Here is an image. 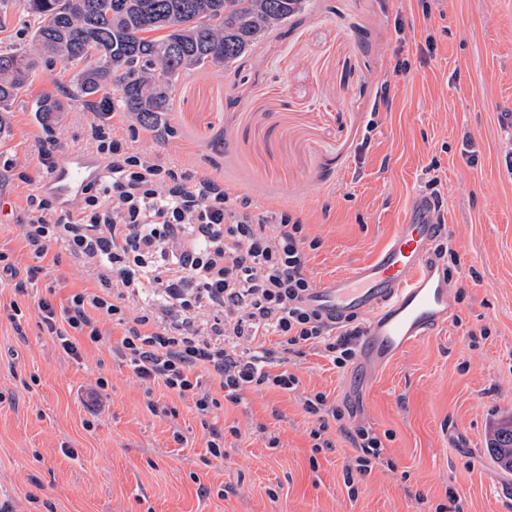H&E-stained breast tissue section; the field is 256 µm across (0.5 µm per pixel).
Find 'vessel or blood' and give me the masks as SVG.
<instances>
[{
	"label": "vessel or blood",
	"instance_id": "b4317fda",
	"mask_svg": "<svg viewBox=\"0 0 512 512\" xmlns=\"http://www.w3.org/2000/svg\"><path fill=\"white\" fill-rule=\"evenodd\" d=\"M100 175L96 156L74 150L48 171L40 190L65 210ZM447 236L433 207L415 195L402 224L369 261L311 291L309 305L327 320L339 322L350 315L364 320L358 380L376 375L453 323L455 288L436 252Z\"/></svg>",
	"mask_w": 512,
	"mask_h": 512
}]
</instances>
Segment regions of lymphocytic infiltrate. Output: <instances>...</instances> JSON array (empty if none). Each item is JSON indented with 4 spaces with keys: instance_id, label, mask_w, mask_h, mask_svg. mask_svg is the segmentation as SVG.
<instances>
[{
    "instance_id": "1",
    "label": "lymphocytic infiltrate",
    "mask_w": 512,
    "mask_h": 512,
    "mask_svg": "<svg viewBox=\"0 0 512 512\" xmlns=\"http://www.w3.org/2000/svg\"><path fill=\"white\" fill-rule=\"evenodd\" d=\"M145 132L161 142L170 136L144 119L127 123L120 112L87 121L85 144L103 163L101 177L65 212L47 195H28L21 236L34 263L21 270L0 252V277L27 294L47 274L52 246L63 248L97 285L70 293L60 306L40 298L41 326L76 360L81 342L101 343L109 326L120 327L116 357L142 384L191 401L209 431L208 451L220 460L225 404L240 403L258 386L297 391L301 380L288 360L315 349L345 370L364 328L355 317L332 324L307 305L314 281L300 218L256 212L223 176L138 149ZM204 373L217 393L202 391ZM302 406L316 422L314 451L333 449L324 437L332 426L352 448L347 487L384 467L381 439L354 425L346 406L322 391L303 395Z\"/></svg>"
}]
</instances>
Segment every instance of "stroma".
<instances>
[{
    "instance_id": "obj_1",
    "label": "stroma",
    "mask_w": 512,
    "mask_h": 512,
    "mask_svg": "<svg viewBox=\"0 0 512 512\" xmlns=\"http://www.w3.org/2000/svg\"><path fill=\"white\" fill-rule=\"evenodd\" d=\"M400 60L409 73H395ZM71 79L61 63L38 62L0 112V252L21 269L33 263L19 226L44 177L38 142L54 136L62 155L83 148L92 117ZM46 95L63 110L43 125ZM173 99L167 121L198 168L302 220L319 243L308 262L318 284L370 260L437 178L456 319L365 387L319 355L298 358L299 391L255 387L225 405L221 421L238 434L218 461L190 402L146 394L113 355L121 329L72 360L39 326L45 288L20 295L0 282V502L14 512H435L453 489L464 512H512V470L491 449L512 419V0H304L232 67L183 78ZM100 377L109 386L95 413L86 400ZM317 391L381 436L391 469L348 491L347 443L330 429L335 450H312L301 399ZM151 396L173 414H151Z\"/></svg>"
}]
</instances>
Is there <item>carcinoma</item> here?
Returning a JSON list of instances; mask_svg holds the SVG:
<instances>
[{
	"instance_id": "carcinoma-1",
	"label": "carcinoma",
	"mask_w": 512,
	"mask_h": 512,
	"mask_svg": "<svg viewBox=\"0 0 512 512\" xmlns=\"http://www.w3.org/2000/svg\"><path fill=\"white\" fill-rule=\"evenodd\" d=\"M38 54L76 68L77 100L95 109L119 92L120 105L158 122L187 74L227 68L303 0H21ZM28 54L0 52V112L27 90ZM496 459L512 469V421L495 432Z\"/></svg>"
}]
</instances>
